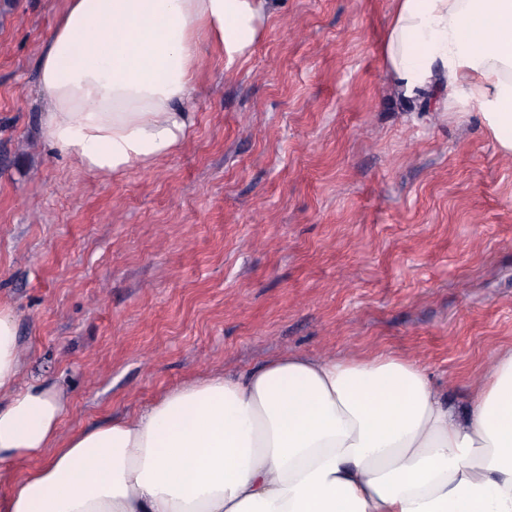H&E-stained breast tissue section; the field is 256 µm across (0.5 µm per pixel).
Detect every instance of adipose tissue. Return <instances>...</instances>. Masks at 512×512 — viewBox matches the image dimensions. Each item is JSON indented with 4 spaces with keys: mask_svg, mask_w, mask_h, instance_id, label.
<instances>
[{
    "mask_svg": "<svg viewBox=\"0 0 512 512\" xmlns=\"http://www.w3.org/2000/svg\"><path fill=\"white\" fill-rule=\"evenodd\" d=\"M269 0H67L37 58L41 129L119 174L194 125L203 52L246 55ZM405 104L476 101L512 165V0H399L385 42ZM0 304V512H512V347L453 405L415 359L280 355L65 436L68 402L21 383Z\"/></svg>",
    "mask_w": 512,
    "mask_h": 512,
    "instance_id": "1",
    "label": "adipose tissue"
}]
</instances>
